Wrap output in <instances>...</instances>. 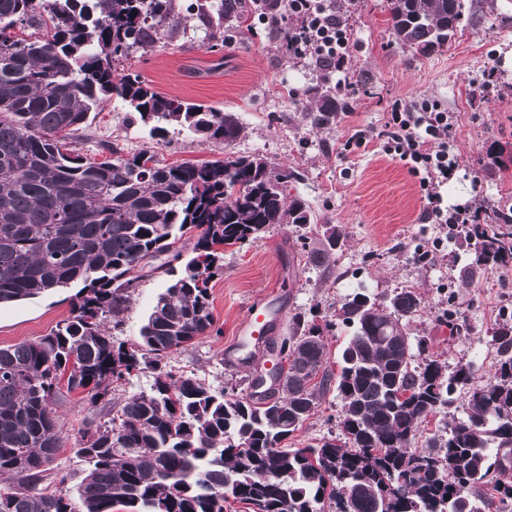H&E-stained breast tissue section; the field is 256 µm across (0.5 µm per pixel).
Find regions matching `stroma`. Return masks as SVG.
Here are the masks:
<instances>
[{
    "label": "stroma",
    "mask_w": 512,
    "mask_h": 512,
    "mask_svg": "<svg viewBox=\"0 0 512 512\" xmlns=\"http://www.w3.org/2000/svg\"><path fill=\"white\" fill-rule=\"evenodd\" d=\"M465 3L467 13L451 43L422 56L393 43L387 0H341L351 31L352 110L324 129L312 128L305 118L316 104L319 68L310 58L291 54L257 17L245 18L248 35L226 39L220 49L180 37L124 61L125 71L141 74L163 94L236 113L243 132L228 148L186 134L168 137L161 145L148 127L129 122L125 109L110 103L89 117L84 133L90 141L150 149L167 163L214 161L230 151L298 169L301 178L291 185L290 195L303 198L320 223L342 234L331 262L324 265L310 258L318 234L302 235L292 224L272 225L254 242L226 248L224 271L212 282L213 331L173 359L177 374L216 390L247 394L248 377L266 360L265 346L255 347L249 362L234 366L225 363L224 351L251 303L265 300L281 312L272 330L279 340L296 312L315 306L331 318L346 295L365 292L386 305L397 291L410 288L422 301L421 312L409 323L411 335L424 340L447 368L473 364L474 384L491 379L495 350L490 331L512 305V266L473 265L461 236L433 250L427 262L414 263L417 248L431 247L447 231L426 220L419 177L386 154L377 137L394 101L412 106L437 102L454 116L451 143L458 169L443 190L449 205L485 209L512 198V0ZM490 64L496 67L497 85L480 99L473 84ZM354 128L368 129L373 136L366 148L341 155ZM169 283L160 272L139 281L124 324L113 331L116 340L137 341L140 326ZM75 293V288H60L0 305V347L48 335L69 317ZM450 308L460 333H450L442 320ZM340 410L335 393L326 394L290 447L339 435ZM58 412L61 448L51 487L73 496L82 479L75 448L90 415L74 393L62 399Z\"/></svg>",
    "instance_id": "35a3bbf8"
}]
</instances>
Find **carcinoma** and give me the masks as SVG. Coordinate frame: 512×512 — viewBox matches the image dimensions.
I'll return each mask as SVG.
<instances>
[{
    "label": "carcinoma",
    "instance_id": "obj_1",
    "mask_svg": "<svg viewBox=\"0 0 512 512\" xmlns=\"http://www.w3.org/2000/svg\"><path fill=\"white\" fill-rule=\"evenodd\" d=\"M284 8V0H0V304L82 283L50 334L0 348V476L17 480L0 488V512H224L229 495L251 512H488L512 500V311L492 332V380L470 391L466 418L420 450L411 445L422 425L471 384L474 368L460 363L448 376L410 336L421 306L410 289L388 307L362 292L340 301L337 320L352 334L336 371L324 336L333 322L316 324L315 307L295 314L280 342L288 374L265 402L167 369L212 332L221 249L273 224L317 219L288 197L300 177L293 168L232 152L166 164L115 142L98 145V161L80 153L83 124L117 101L154 136L173 128L229 147L242 131L233 113L162 94L117 63L186 33L189 14L209 49L253 13L286 39ZM388 11L396 41L430 55L455 36L463 0H388ZM321 82L307 113L315 128L347 108L344 90L325 75ZM504 224L512 227L505 203L466 237L479 264L512 260ZM191 232L193 256L159 295L140 341H117L106 324L123 321L141 271L172 273L176 244ZM340 238L324 227L310 258L329 261ZM148 369L150 391L114 399L117 384ZM333 388L343 442L283 447ZM65 392L105 410L81 431L76 500L42 486L60 449Z\"/></svg>",
    "mask_w": 512,
    "mask_h": 512
}]
</instances>
